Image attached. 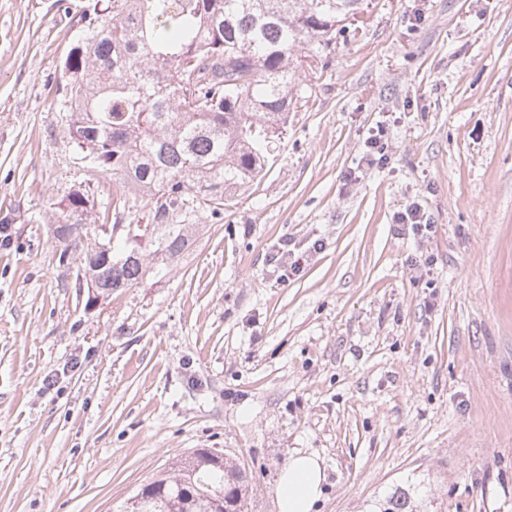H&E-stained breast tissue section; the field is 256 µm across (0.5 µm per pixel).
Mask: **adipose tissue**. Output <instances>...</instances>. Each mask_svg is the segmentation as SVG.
Masks as SVG:
<instances>
[{
	"label": "adipose tissue",
	"instance_id": "obj_1",
	"mask_svg": "<svg viewBox=\"0 0 512 512\" xmlns=\"http://www.w3.org/2000/svg\"><path fill=\"white\" fill-rule=\"evenodd\" d=\"M324 481L325 470L317 456L292 457L277 484L279 512H312Z\"/></svg>",
	"mask_w": 512,
	"mask_h": 512
}]
</instances>
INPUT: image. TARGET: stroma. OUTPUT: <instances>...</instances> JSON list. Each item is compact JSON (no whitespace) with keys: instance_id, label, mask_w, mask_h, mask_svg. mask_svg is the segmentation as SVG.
I'll return each mask as SVG.
<instances>
[{"instance_id":"obj_1","label":"stroma","mask_w":512,"mask_h":512,"mask_svg":"<svg viewBox=\"0 0 512 512\" xmlns=\"http://www.w3.org/2000/svg\"><path fill=\"white\" fill-rule=\"evenodd\" d=\"M86 4L0 0V512H119L197 448L244 463L252 512L298 452L325 467L313 512L399 486L419 512H512V0H372L261 181L93 308L47 224L65 192H122L61 107ZM380 124L390 161L360 169ZM414 201L420 241L394 222Z\"/></svg>"}]
</instances>
